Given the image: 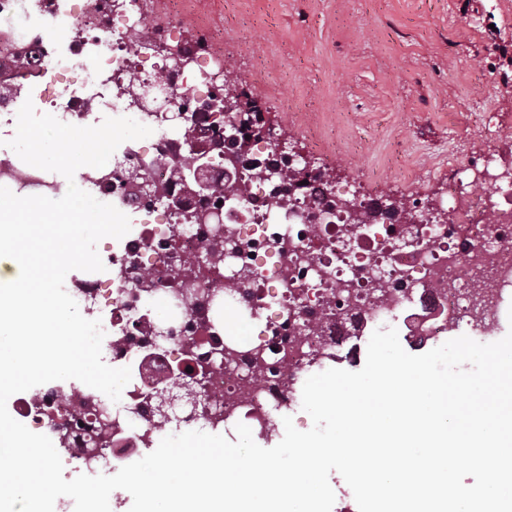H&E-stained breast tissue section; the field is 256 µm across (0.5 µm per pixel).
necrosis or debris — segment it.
I'll list each match as a JSON object with an SVG mask.
<instances>
[{
  "label": "necrosis or debris",
  "mask_w": 512,
  "mask_h": 512,
  "mask_svg": "<svg viewBox=\"0 0 512 512\" xmlns=\"http://www.w3.org/2000/svg\"><path fill=\"white\" fill-rule=\"evenodd\" d=\"M159 0H0V91L33 90L35 110L76 126L126 116L151 128L146 141L123 142L78 186L131 216V228L105 249L104 271L70 288L86 319L100 321L109 366L127 367L120 401L89 388L66 395L52 381L11 398L14 419L49 438L70 476L112 475L148 455L167 435L145 398L155 385L205 368L193 414L174 417L176 433L234 432L272 437L279 417L295 411L298 384L330 369L336 341L402 330L424 341L466 325L487 333L512 298V176L495 151L456 168L435 212L415 209L403 223L378 195L349 186L348 200L316 181L283 195L276 173L242 168L223 198L195 194L198 208L220 207L222 220L186 221L165 199L146 198L126 183L140 170L148 183L180 191L171 158L188 154L200 129L215 166L224 164V122L187 112L167 123L163 110L185 107L224 80L212 55L171 74L158 52L170 37ZM80 26H70L71 17ZM0 184L27 196L57 193L55 173L23 162L0 145ZM173 310L157 317V300ZM247 314L251 335L231 344L218 314ZM176 329L155 347L160 321ZM107 411L111 442L90 427Z\"/></svg>",
  "instance_id": "1"
}]
</instances>
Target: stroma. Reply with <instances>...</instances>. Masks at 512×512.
Segmentation results:
<instances>
[{
	"instance_id": "35a3bbf8",
	"label": "stroma",
	"mask_w": 512,
	"mask_h": 512,
	"mask_svg": "<svg viewBox=\"0 0 512 512\" xmlns=\"http://www.w3.org/2000/svg\"><path fill=\"white\" fill-rule=\"evenodd\" d=\"M279 129L337 189L435 200L449 166L512 161V0H194Z\"/></svg>"
}]
</instances>
